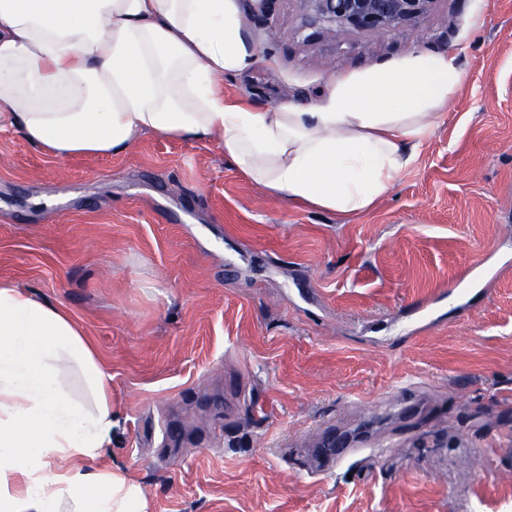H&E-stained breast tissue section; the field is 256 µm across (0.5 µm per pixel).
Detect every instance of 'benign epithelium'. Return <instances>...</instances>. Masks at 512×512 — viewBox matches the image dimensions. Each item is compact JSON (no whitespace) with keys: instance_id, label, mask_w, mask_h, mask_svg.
<instances>
[{"instance_id":"obj_1","label":"benign epithelium","mask_w":512,"mask_h":512,"mask_svg":"<svg viewBox=\"0 0 512 512\" xmlns=\"http://www.w3.org/2000/svg\"><path fill=\"white\" fill-rule=\"evenodd\" d=\"M301 27L336 38L348 32L397 30L426 18L434 0H300Z\"/></svg>"}]
</instances>
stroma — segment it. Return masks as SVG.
Here are the masks:
<instances>
[{
    "label": "stroma",
    "instance_id": "35a3bbf8",
    "mask_svg": "<svg viewBox=\"0 0 512 512\" xmlns=\"http://www.w3.org/2000/svg\"><path fill=\"white\" fill-rule=\"evenodd\" d=\"M259 110L419 50L464 79L370 210L271 197L217 145L56 158L0 124V279L69 309L107 365V451L150 512H512V0L394 31L253 15ZM181 438L167 443L164 425ZM371 437L325 474L326 427Z\"/></svg>",
    "mask_w": 512,
    "mask_h": 512
}]
</instances>
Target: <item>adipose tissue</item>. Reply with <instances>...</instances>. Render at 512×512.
<instances>
[{"label":"adipose tissue","instance_id":"ef3b65f1","mask_svg":"<svg viewBox=\"0 0 512 512\" xmlns=\"http://www.w3.org/2000/svg\"><path fill=\"white\" fill-rule=\"evenodd\" d=\"M256 61L238 0H0V121L30 145L214 143L267 195L341 216L390 192L463 80L422 50L259 111L224 96ZM110 380L68 309L0 281V512H149L124 470L98 465Z\"/></svg>","mask_w":512,"mask_h":512}]
</instances>
